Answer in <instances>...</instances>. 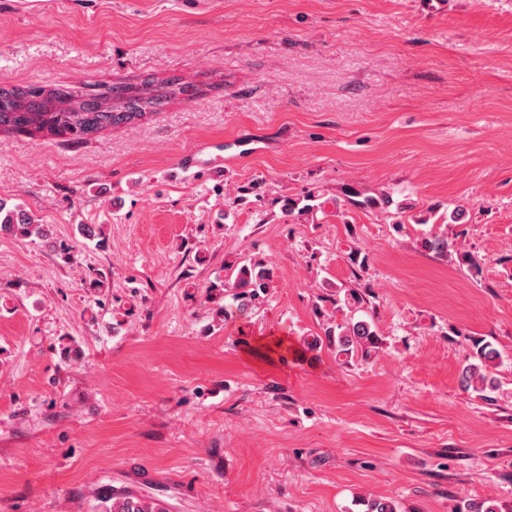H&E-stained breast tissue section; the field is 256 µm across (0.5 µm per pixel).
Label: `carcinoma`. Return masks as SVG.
<instances>
[{"mask_svg": "<svg viewBox=\"0 0 512 512\" xmlns=\"http://www.w3.org/2000/svg\"><path fill=\"white\" fill-rule=\"evenodd\" d=\"M145 94L160 92V98L154 102L153 111L157 112L170 99L185 96L193 99L197 89L178 78L156 81L143 80ZM37 85L20 86L18 90L30 92L27 112H14L9 102L0 97V125L6 130L34 136L46 134L70 142H84L93 134L112 126L130 124L144 116L142 112H115L103 108L99 97L82 88L66 87L62 89L58 100L50 103L38 93ZM0 231L15 236L30 238L47 236L44 225L35 223L33 217L25 212H10L0 219ZM270 270L263 267L243 266L231 284L236 289L235 297L241 306L249 305L259 293L269 287ZM329 344L336 346V352L351 358L361 352L365 355L378 348L379 334L376 327L368 321H349L336 326V331L327 332ZM472 361L461 371L460 383L466 390L483 393L496 389L495 379L490 377L491 369L498 365L499 352L492 344L478 339L473 343ZM98 512H168L164 502L152 496L133 493L116 495L112 489L102 487L96 492ZM365 512H399L396 503L388 498H373L365 503Z\"/></svg>", "mask_w": 512, "mask_h": 512, "instance_id": "cac0c4a2", "label": "carcinoma"}]
</instances>
